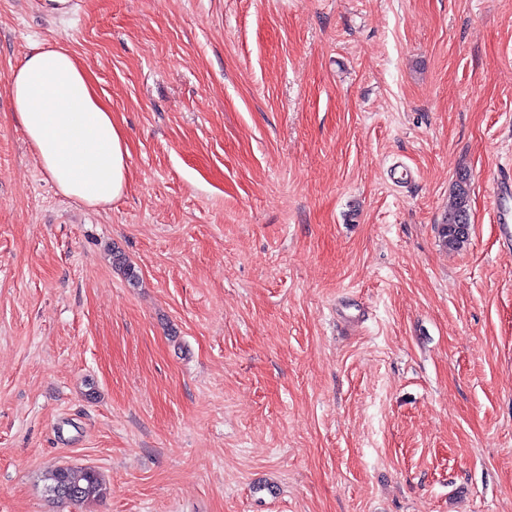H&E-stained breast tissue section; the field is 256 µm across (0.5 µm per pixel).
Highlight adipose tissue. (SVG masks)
I'll return each instance as SVG.
<instances>
[{
  "label": "adipose tissue",
  "mask_w": 512,
  "mask_h": 512,
  "mask_svg": "<svg viewBox=\"0 0 512 512\" xmlns=\"http://www.w3.org/2000/svg\"><path fill=\"white\" fill-rule=\"evenodd\" d=\"M8 83L15 118L56 188L92 208L120 198L127 142L74 54L58 44L35 50Z\"/></svg>",
  "instance_id": "ef3b65f1"
}]
</instances>
